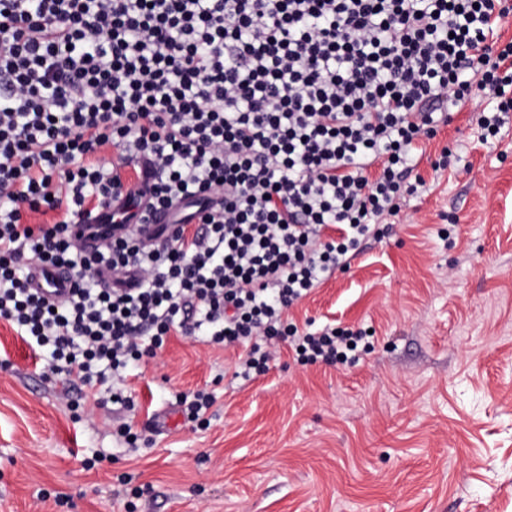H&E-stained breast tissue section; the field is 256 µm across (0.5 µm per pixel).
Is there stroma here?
Here are the masks:
<instances>
[{"label":"stroma","mask_w":512,"mask_h":512,"mask_svg":"<svg viewBox=\"0 0 512 512\" xmlns=\"http://www.w3.org/2000/svg\"><path fill=\"white\" fill-rule=\"evenodd\" d=\"M473 110L422 143L405 220L288 315L367 329L357 362L283 349L243 380L235 351L168 337L126 379L132 448L1 324L0 512H512V123L489 147ZM197 389L206 428L169 406Z\"/></svg>","instance_id":"stroma-1"}]
</instances>
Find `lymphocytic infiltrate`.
I'll use <instances>...</instances> for the list:
<instances>
[{"label": "lymphocytic infiltrate", "mask_w": 512, "mask_h": 512, "mask_svg": "<svg viewBox=\"0 0 512 512\" xmlns=\"http://www.w3.org/2000/svg\"><path fill=\"white\" fill-rule=\"evenodd\" d=\"M511 22L512 0H0V322L44 378L118 379L128 410L122 380L175 331L244 346L245 380L282 343L358 359L364 331L288 312L425 188L419 144L453 109L482 102L500 136L512 41L491 37ZM140 157L149 210H197L85 250L75 226ZM34 264L71 272L70 297L30 288Z\"/></svg>", "instance_id": "obj_1"}]
</instances>
